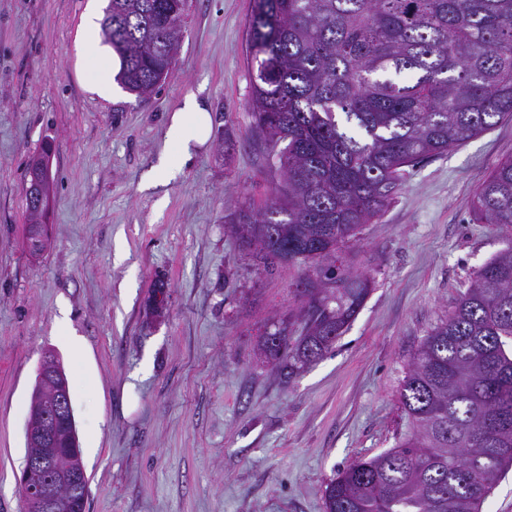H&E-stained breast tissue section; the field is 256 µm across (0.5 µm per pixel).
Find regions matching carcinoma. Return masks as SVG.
Returning <instances> with one entry per match:
<instances>
[{
  "label": "carcinoma",
  "mask_w": 512,
  "mask_h": 512,
  "mask_svg": "<svg viewBox=\"0 0 512 512\" xmlns=\"http://www.w3.org/2000/svg\"><path fill=\"white\" fill-rule=\"evenodd\" d=\"M188 0H109L116 80L139 100L175 63ZM248 108L282 181L264 207L228 215L265 268L312 261L299 291L304 335L284 320L260 349L287 375L327 353L370 292L343 244L377 221L409 169L512 118V0H256ZM25 238L41 212L26 208ZM473 220L512 225V157L478 187ZM512 247L474 275L414 355L400 393L412 432L358 457L325 488L326 512H480L512 466ZM59 447H78L75 419Z\"/></svg>",
  "instance_id": "carcinoma-1"
}]
</instances>
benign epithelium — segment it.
<instances>
[{
    "label": "benign epithelium",
    "mask_w": 512,
    "mask_h": 512,
    "mask_svg": "<svg viewBox=\"0 0 512 512\" xmlns=\"http://www.w3.org/2000/svg\"><path fill=\"white\" fill-rule=\"evenodd\" d=\"M42 188L43 174L38 173L29 187L30 203L37 210L44 205ZM37 383L26 428V438L35 451L28 457L21 478L25 512H69V498L60 488L77 492L86 476L79 451L64 464L52 448L57 421L72 413L69 387L62 369L45 363L39 368Z\"/></svg>",
    "instance_id": "benign-epithelium-1"
}]
</instances>
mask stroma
<instances>
[{
  "label": "stroma",
  "instance_id": "35a3bbf8",
  "mask_svg": "<svg viewBox=\"0 0 512 512\" xmlns=\"http://www.w3.org/2000/svg\"><path fill=\"white\" fill-rule=\"evenodd\" d=\"M108 0H0V512L18 477L39 363L69 381L86 512H324L359 457L410 434L402 381L512 226L471 219L478 186L512 156V119L420 162L382 218L341 251L371 291L322 358L284 378L260 351L297 314L302 261L256 265L226 221L279 180L252 133L247 22L255 0H189L176 64L145 101L120 85L108 44L85 35ZM197 98L208 141L173 175V112ZM48 152V246H24V168ZM73 332L93 364H76Z\"/></svg>",
  "mask_w": 512,
  "mask_h": 512
}]
</instances>
